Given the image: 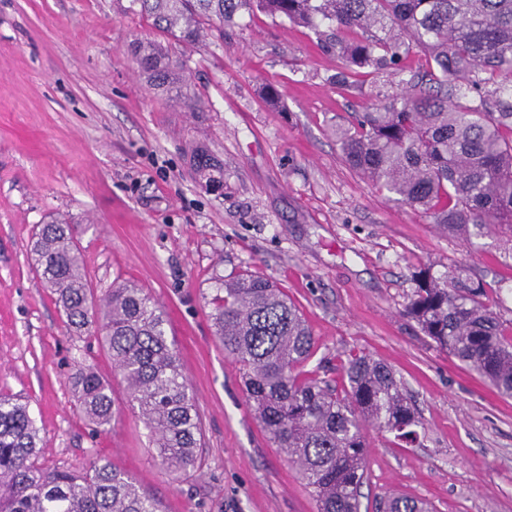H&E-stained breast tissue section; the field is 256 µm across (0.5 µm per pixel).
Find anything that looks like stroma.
<instances>
[{
    "instance_id": "obj_1",
    "label": "stroma",
    "mask_w": 512,
    "mask_h": 512,
    "mask_svg": "<svg viewBox=\"0 0 512 512\" xmlns=\"http://www.w3.org/2000/svg\"><path fill=\"white\" fill-rule=\"evenodd\" d=\"M128 0H0V392L28 401L45 467L101 457L161 512H316L250 408L237 364L213 334L209 299L245 270L276 282L316 340L307 364L355 349L383 360L414 400L415 443L367 428L362 504L394 496L433 512H512V399L423 336L404 308L418 265L502 283L505 237L469 245L372 190L331 130L399 92L380 73L336 87L335 55L288 20L242 15L221 41L187 46L127 11ZM186 62L192 99L152 89L131 47ZM283 94L279 106L265 85ZM224 165L208 191L192 155ZM76 226L79 261L102 297L144 288L166 319L203 424L201 473L165 474L100 335L70 334L29 254L38 225ZM93 361L112 383L109 431L92 433L68 378Z\"/></svg>"
}]
</instances>
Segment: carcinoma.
Here are the masks:
<instances>
[{
	"label": "carcinoma",
	"instance_id": "cac0c4a2",
	"mask_svg": "<svg viewBox=\"0 0 512 512\" xmlns=\"http://www.w3.org/2000/svg\"><path fill=\"white\" fill-rule=\"evenodd\" d=\"M127 9L193 45L242 14L262 12L312 30L338 65L332 83L350 85L379 71L399 75L412 54L425 67L401 80L402 92L336 126L344 161L391 200L472 245L495 229L512 237V0H129ZM133 55L155 90L181 95L185 62L158 43ZM493 87L495 99L472 94ZM199 179L224 191V170L193 152ZM31 252L67 328L101 324L112 366L150 432L165 473L200 471L203 431L169 340L163 312L144 290L113 287L94 300L78 261L75 226H39ZM404 313L436 346L512 398V324L488 301L489 284L457 269L424 265ZM214 335L239 366L256 420L294 464L317 512H361L367 427L413 442L420 421L388 365L363 352L339 359L340 379L304 366L315 339L298 307L254 272L220 281L209 300ZM79 408L97 432L116 416L112 383L92 362L70 377ZM44 440L20 399L0 394V512H159L157 501L103 458L80 472L43 467ZM385 512H431L393 497Z\"/></svg>",
	"mask_w": 512,
	"mask_h": 512
}]
</instances>
